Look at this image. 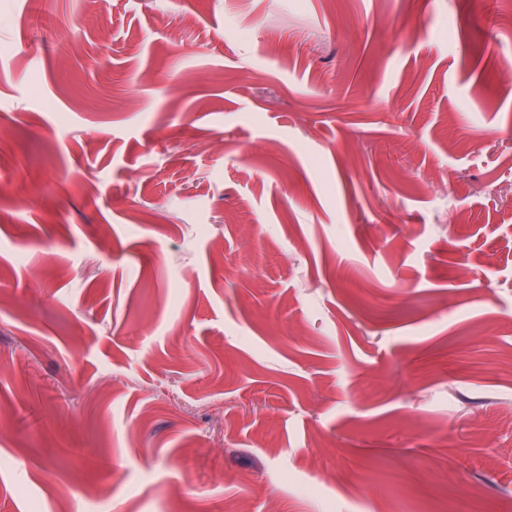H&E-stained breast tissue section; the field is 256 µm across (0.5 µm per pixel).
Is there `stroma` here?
I'll return each mask as SVG.
<instances>
[{
  "label": "stroma",
  "mask_w": 512,
  "mask_h": 512,
  "mask_svg": "<svg viewBox=\"0 0 512 512\" xmlns=\"http://www.w3.org/2000/svg\"><path fill=\"white\" fill-rule=\"evenodd\" d=\"M501 55L512 0H0V512H512Z\"/></svg>",
  "instance_id": "35a3bbf8"
}]
</instances>
